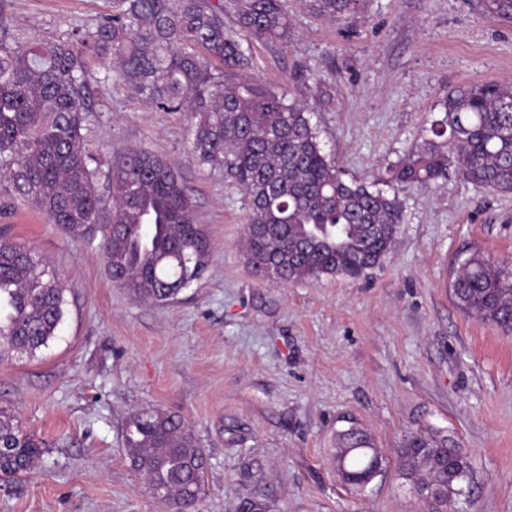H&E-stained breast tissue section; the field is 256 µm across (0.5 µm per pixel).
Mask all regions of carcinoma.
<instances>
[{
	"instance_id": "1",
	"label": "carcinoma",
	"mask_w": 512,
	"mask_h": 512,
	"mask_svg": "<svg viewBox=\"0 0 512 512\" xmlns=\"http://www.w3.org/2000/svg\"><path fill=\"white\" fill-rule=\"evenodd\" d=\"M111 12L75 41L23 44L0 10V171L8 188L0 211L15 199L36 208L74 239L105 225L103 250L112 283L141 300L166 304L200 281L210 241L177 168L131 148L101 161L81 134L92 111L88 57L112 56L127 88L156 107L196 118L192 150L203 165L234 175L248 201L245 247L251 263L280 282L358 279L389 253L404 221L399 199L343 179L324 152L307 108L247 75L256 40L288 37L282 0H107ZM332 20L360 0H314ZM491 18L512 22V0H482ZM429 132L446 139L408 155L386 171L385 184L429 185L448 166L477 187L512 191V86L459 89ZM59 277L35 251L0 240V361L36 356L64 317ZM457 305L512 331V273L473 254L452 281ZM130 468L168 512H192L205 494L207 456L186 422L151 407L124 425ZM43 442L0 409V481L29 474ZM336 471L378 474L386 459L367 433L338 435ZM402 475L431 501L464 494L467 462L448 437L412 432L400 449ZM237 512H270L263 491L242 498Z\"/></svg>"
}]
</instances>
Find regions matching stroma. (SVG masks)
Returning a JSON list of instances; mask_svg holds the SVG:
<instances>
[{
    "label": "stroma",
    "instance_id": "obj_1",
    "mask_svg": "<svg viewBox=\"0 0 512 512\" xmlns=\"http://www.w3.org/2000/svg\"><path fill=\"white\" fill-rule=\"evenodd\" d=\"M287 40L251 44V76L303 103L344 179L375 188L420 150L452 91L512 85V24L478 0H365L338 20L285 0ZM20 41L74 38L106 0H5ZM84 129L103 157H165L211 240L208 270L165 305L113 286L101 230L70 238L30 204L0 214V238L33 248L64 279L63 323L36 357L0 362V407L42 439L33 472L0 482V512H166L130 468L128 414L183 417L208 457L196 512H236L254 486L272 512H512V332L459 308L455 270L480 253L512 270V192L456 172L398 186L404 222L358 280L267 281L243 245L246 199L200 165L190 113L166 112L95 59ZM365 429L388 461L366 488L343 483L339 432ZM436 428L469 465L464 495L427 503L401 474L409 433Z\"/></svg>",
    "mask_w": 512,
    "mask_h": 512
}]
</instances>
